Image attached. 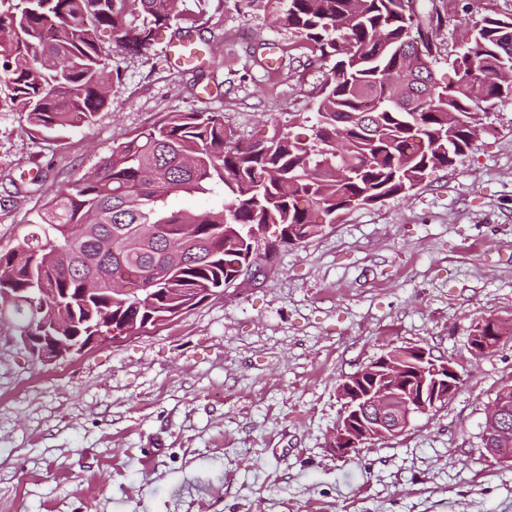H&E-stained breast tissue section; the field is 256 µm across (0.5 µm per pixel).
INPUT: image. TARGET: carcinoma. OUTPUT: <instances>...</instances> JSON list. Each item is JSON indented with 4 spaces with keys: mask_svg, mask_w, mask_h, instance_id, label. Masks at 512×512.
I'll return each mask as SVG.
<instances>
[{
    "mask_svg": "<svg viewBox=\"0 0 512 512\" xmlns=\"http://www.w3.org/2000/svg\"><path fill=\"white\" fill-rule=\"evenodd\" d=\"M180 0H0V88L37 136L91 125L108 104L111 48L138 56L158 31L179 26ZM276 23L294 30L320 56L335 60L316 101L317 123L303 137L280 130L240 141L219 112H169L131 133L82 178L60 187L30 220L18 247L0 252V289L15 300L0 325L16 335L91 336L99 327H142L154 315L191 307L235 281V264L253 255L268 264L282 248L318 235L336 213L369 200L406 196L432 172L447 170L470 148V127L512 100V18L480 12L465 21L456 79L429 88L422 112L401 108L406 89L384 81L432 62L444 17L416 0H266ZM112 37L107 47L103 33ZM483 80L477 94L468 80ZM218 198L174 209L171 196ZM288 234L250 253L251 229ZM155 280L153 308L101 294L90 304L87 282L109 288ZM55 288L74 303L67 326L50 329L51 312L26 300V289Z\"/></svg>",
    "mask_w": 512,
    "mask_h": 512,
    "instance_id": "obj_1",
    "label": "carcinoma"
}]
</instances>
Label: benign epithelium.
I'll return each instance as SVG.
<instances>
[{
	"label": "benign epithelium",
	"instance_id": "benign-epithelium-1",
	"mask_svg": "<svg viewBox=\"0 0 512 512\" xmlns=\"http://www.w3.org/2000/svg\"><path fill=\"white\" fill-rule=\"evenodd\" d=\"M40 301L50 305L57 314L66 312L67 302L57 296L54 288L38 289ZM114 338L92 336L87 341L76 336H17L15 341L31 356L44 363L81 354L92 344L108 339L116 342L127 331H112ZM413 354L412 371L419 374L423 368L431 372L430 378L410 386L402 382L405 367L393 363L388 357L376 358L356 373L343 379L338 387L343 412L330 438V449L338 456H346L362 445L387 440L403 433L412 419L427 414L448 400L455 392L459 374L447 360H435L422 347H408ZM489 416L494 426L490 435V455L499 463L512 462V429L505 425L508 408L500 399Z\"/></svg>",
	"mask_w": 512,
	"mask_h": 512
}]
</instances>
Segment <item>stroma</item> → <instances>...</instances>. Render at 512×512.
Segmentation results:
<instances>
[{"label": "stroma", "mask_w": 512, "mask_h": 512, "mask_svg": "<svg viewBox=\"0 0 512 512\" xmlns=\"http://www.w3.org/2000/svg\"><path fill=\"white\" fill-rule=\"evenodd\" d=\"M433 71L452 77L460 18ZM206 60L179 66L173 29L132 57L113 50L105 108L56 140L27 133L0 93V251L62 185L168 112H220L242 139L316 121L330 63L263 0H182ZM486 134L407 196L353 208L280 252L264 275L173 321L50 364L0 326V512H512V466L482 441L512 384V334L470 338L512 315V102ZM422 347L459 389L400 435L336 456L338 386L370 360Z\"/></svg>", "instance_id": "stroma-1"}]
</instances>
